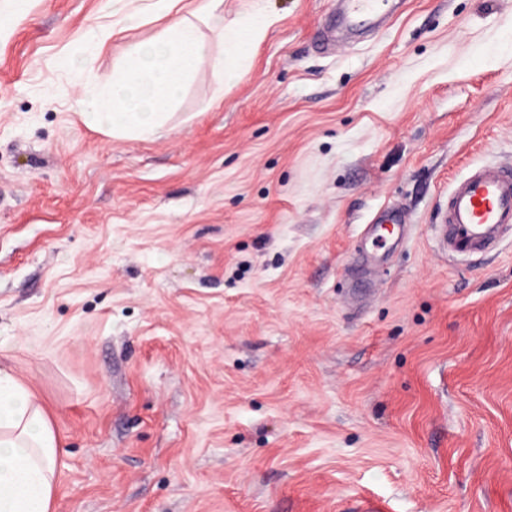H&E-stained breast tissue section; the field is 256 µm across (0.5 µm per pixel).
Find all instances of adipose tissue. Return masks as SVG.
Listing matches in <instances>:
<instances>
[{"instance_id": "adipose-tissue-1", "label": "adipose tissue", "mask_w": 512, "mask_h": 512, "mask_svg": "<svg viewBox=\"0 0 512 512\" xmlns=\"http://www.w3.org/2000/svg\"><path fill=\"white\" fill-rule=\"evenodd\" d=\"M109 0L111 26L99 41L146 23L167 19L156 43L138 48L111 73L88 75V60L77 63L83 122L118 139H151L160 134L180 93L198 69L208 68L218 86H235L242 73L226 63L200 33L199 24L224 26V0ZM59 443L36 395L10 372L0 369V512H50Z\"/></svg>"}]
</instances>
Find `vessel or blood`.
<instances>
[{
  "label": "vessel or blood",
  "instance_id": "b4317fda",
  "mask_svg": "<svg viewBox=\"0 0 512 512\" xmlns=\"http://www.w3.org/2000/svg\"><path fill=\"white\" fill-rule=\"evenodd\" d=\"M388 0H341L324 43L359 32L366 22L381 24ZM440 246L451 254L489 252L512 235V166L476 169L456 183L438 211Z\"/></svg>",
  "mask_w": 512,
  "mask_h": 512
}]
</instances>
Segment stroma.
Instances as JSON below:
<instances>
[{
    "label": "stroma",
    "mask_w": 512,
    "mask_h": 512,
    "mask_svg": "<svg viewBox=\"0 0 512 512\" xmlns=\"http://www.w3.org/2000/svg\"><path fill=\"white\" fill-rule=\"evenodd\" d=\"M274 22L161 134L88 128L108 0H0V368L60 442L51 512H512V237L438 209L512 164V0H407L334 50ZM387 210L407 227L376 247ZM440 246L451 254L490 252L512 235V166L476 169L438 211Z\"/></svg>",
    "instance_id": "stroma-1"
}]
</instances>
